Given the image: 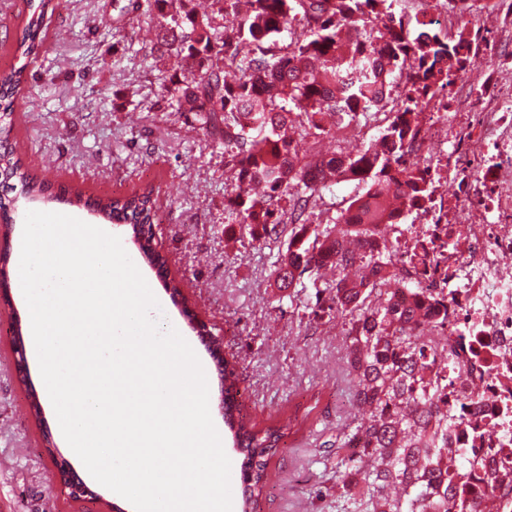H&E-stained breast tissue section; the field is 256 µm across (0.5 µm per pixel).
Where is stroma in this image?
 <instances>
[{
    "instance_id": "35a3bbf8",
    "label": "stroma",
    "mask_w": 512,
    "mask_h": 512,
    "mask_svg": "<svg viewBox=\"0 0 512 512\" xmlns=\"http://www.w3.org/2000/svg\"><path fill=\"white\" fill-rule=\"evenodd\" d=\"M99 4L63 0L49 18L43 46L26 69L33 92L17 101L10 137L37 178L78 186L92 197L155 189L161 207L156 239L172 277L237 366L243 415L261 428L288 425L267 461L257 512H343L346 501L335 493L309 494L336 462L331 442L360 422L341 330L335 320L277 299L275 250L242 246L238 225L225 217L233 180L223 149L159 97L145 27L114 10L111 35L101 36ZM26 11L27 0H0V70L17 63L11 48L22 36ZM78 30L87 33L80 43ZM367 190L363 182L333 185L312 222L329 223ZM139 270L162 307V326L176 328L203 365L211 417L231 461L232 512H241L242 458L224 424L210 354L155 272L144 264ZM25 310L16 291L0 303V512H108L111 504L134 512L108 489L99 501L72 498L60 480L41 431L55 426V413L43 404L38 421L29 408V390L43 388L38 361L27 359L28 383L14 370L11 314Z\"/></svg>"
}]
</instances>
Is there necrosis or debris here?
Wrapping results in <instances>:
<instances>
[{
  "mask_svg": "<svg viewBox=\"0 0 512 512\" xmlns=\"http://www.w3.org/2000/svg\"><path fill=\"white\" fill-rule=\"evenodd\" d=\"M436 28L477 26L488 0H413ZM504 45L472 52L457 99L431 89L406 155L432 186L410 199L415 224H393L386 244L402 279L443 299L448 358V444L466 451V480L482 488L512 466V8Z\"/></svg>",
  "mask_w": 512,
  "mask_h": 512,
  "instance_id": "1",
  "label": "necrosis or debris"
}]
</instances>
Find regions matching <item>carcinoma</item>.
I'll return each mask as SVG.
<instances>
[{
    "instance_id": "obj_1",
    "label": "carcinoma",
    "mask_w": 512,
    "mask_h": 512,
    "mask_svg": "<svg viewBox=\"0 0 512 512\" xmlns=\"http://www.w3.org/2000/svg\"><path fill=\"white\" fill-rule=\"evenodd\" d=\"M52 0L30 6L14 52L37 54ZM236 24L239 0H136L134 20L153 31L150 54L159 70L162 99L191 112L203 134L224 149L235 188L228 220L249 244L278 245V288L296 276L336 271L329 294L344 334L353 400L367 411L356 429L337 440L330 467L336 491L348 489V512H499L495 490L509 471L491 473L478 498L467 489L465 450L448 447V341L426 336L421 327L448 320V308L433 310L421 288H393L385 250L369 243L381 224L393 220L404 181L424 196V178L406 165L404 142L411 116L431 86H450L469 66L462 39L436 29L413 33L388 0H249ZM288 31V44L278 38ZM235 65L242 76L225 78ZM26 65L0 72V129L14 125V104L26 95ZM414 73L399 119L385 129L382 149L327 157L314 149L322 137L374 119L391 98L395 72ZM336 117L331 127L325 116ZM0 174L21 191L82 205L109 222L154 224V189L115 198H94L73 188L54 189L24 169L17 144L0 143ZM339 177L371 183L377 194L360 202L356 226L346 210L329 224H312L309 209ZM237 368L224 362V395L238 394ZM224 420L252 472L245 509L253 512L266 483L267 457L275 454L288 426L257 428L239 402L224 403Z\"/></svg>"
}]
</instances>
